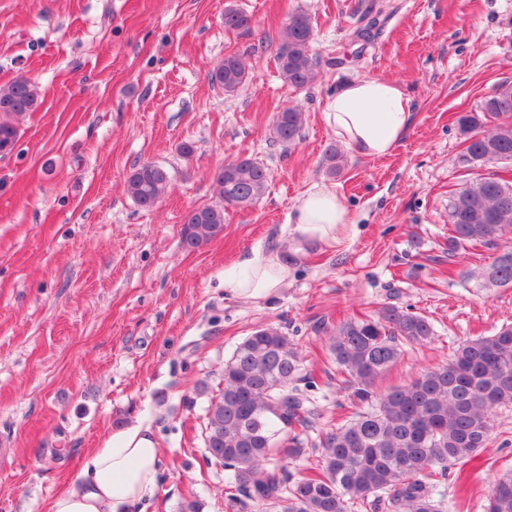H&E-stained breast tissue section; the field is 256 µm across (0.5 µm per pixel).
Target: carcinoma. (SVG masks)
<instances>
[{"instance_id":"1","label":"carcinoma","mask_w":512,"mask_h":512,"mask_svg":"<svg viewBox=\"0 0 512 512\" xmlns=\"http://www.w3.org/2000/svg\"><path fill=\"white\" fill-rule=\"evenodd\" d=\"M252 19L233 4L224 8V30L247 34ZM311 17L288 18L276 56L288 86L316 79ZM249 78L245 62L226 55L211 80L232 95ZM40 104L36 83L19 77L0 87V152L13 148L14 121ZM498 123L484 129L485 120ZM302 113L285 107L273 133L289 144L299 136ZM466 144L462 163L512 164V82H502L479 108L457 120ZM268 171L245 157L213 174L217 205L194 207L183 217L181 244L194 250L224 231V211L255 204L268 186ZM171 186L169 172L146 162L132 171L126 191L142 209L154 208ZM448 256L512 237V178L488 173L454 191L448 205ZM488 283L512 285V250L494 258ZM433 325L408 307L386 304L332 330L326 353L351 407L345 423L317 425V377L303 365L294 339L279 328L254 330L224 361L222 387L206 409L207 461L224 469V498L233 512H447L443 488L448 467L465 466L489 442L497 409L512 404V325L460 344L451 359L384 392L379 379L404 348L426 345ZM315 454L293 474L288 464ZM486 512H512V477L499 480Z\"/></svg>"}]
</instances>
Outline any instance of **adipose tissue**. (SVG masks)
Instances as JSON below:
<instances>
[{
    "label": "adipose tissue",
    "mask_w": 512,
    "mask_h": 512,
    "mask_svg": "<svg viewBox=\"0 0 512 512\" xmlns=\"http://www.w3.org/2000/svg\"><path fill=\"white\" fill-rule=\"evenodd\" d=\"M324 119L350 149L381 158L394 150L410 124V99L392 79H356L328 99ZM349 221L342 196L328 185L302 193L293 204L294 230L310 243H337ZM290 270L287 255L255 251L225 267L224 292L265 300L287 285ZM159 461V443L150 427L135 423L114 430L92 453L86 479L58 495L50 512H131L154 492Z\"/></svg>",
    "instance_id": "obj_1"
}]
</instances>
